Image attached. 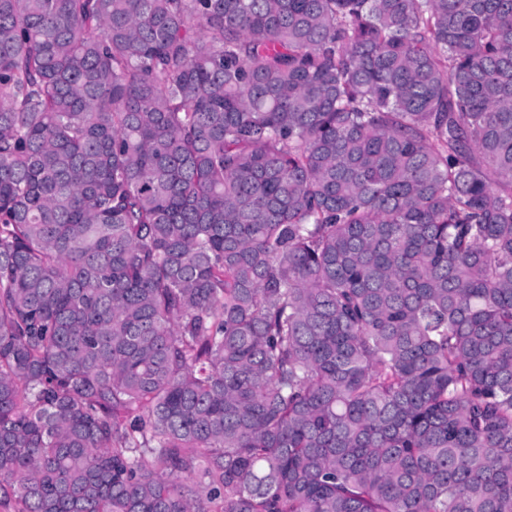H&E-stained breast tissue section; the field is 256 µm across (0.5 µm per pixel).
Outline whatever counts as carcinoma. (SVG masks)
<instances>
[{
  "label": "carcinoma",
  "instance_id": "1",
  "mask_svg": "<svg viewBox=\"0 0 512 512\" xmlns=\"http://www.w3.org/2000/svg\"><path fill=\"white\" fill-rule=\"evenodd\" d=\"M512 512V0H0V503Z\"/></svg>",
  "mask_w": 512,
  "mask_h": 512
}]
</instances>
